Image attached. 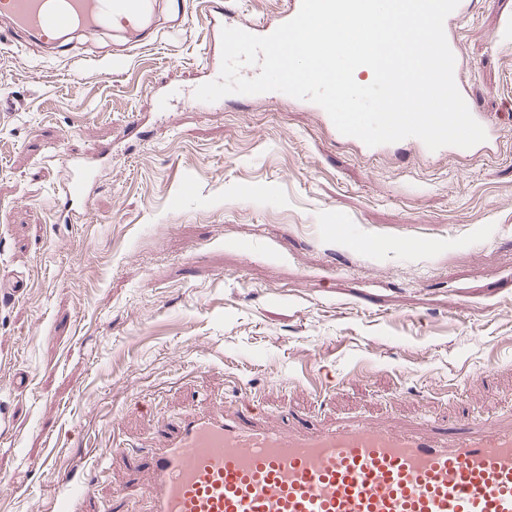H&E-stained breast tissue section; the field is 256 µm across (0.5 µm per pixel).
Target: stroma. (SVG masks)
Segmentation results:
<instances>
[{
    "label": "stroma",
    "mask_w": 512,
    "mask_h": 512,
    "mask_svg": "<svg viewBox=\"0 0 512 512\" xmlns=\"http://www.w3.org/2000/svg\"><path fill=\"white\" fill-rule=\"evenodd\" d=\"M157 20L117 70L109 32L0 45V100L24 103L0 125V270L28 281L0 300V512H148L140 454L215 406L512 429V0H476L459 36L500 124L476 154L367 153L295 98L210 109L204 8ZM91 154V207L63 223L67 165Z\"/></svg>",
    "instance_id": "35a3bbf8"
}]
</instances>
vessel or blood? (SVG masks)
Returning a JSON list of instances; mask_svg holds the SVG:
<instances>
[{"mask_svg":"<svg viewBox=\"0 0 512 512\" xmlns=\"http://www.w3.org/2000/svg\"><path fill=\"white\" fill-rule=\"evenodd\" d=\"M300 5L288 0L276 22L240 27L269 35ZM192 6L169 0L171 31L186 25ZM157 9L156 0H0V24L16 47L54 45L71 29L124 33L128 42L111 59L117 67L152 42ZM472 10L473 0H460L444 22L460 88L467 65L459 33ZM90 169L86 159L70 161L59 215L88 203ZM146 465L150 512H512V431L492 426L433 437L369 424L293 431L216 409L186 416Z\"/></svg>","mask_w":512,"mask_h":512,"instance_id":"b4317fda","label":"vessel or blood"}]
</instances>
